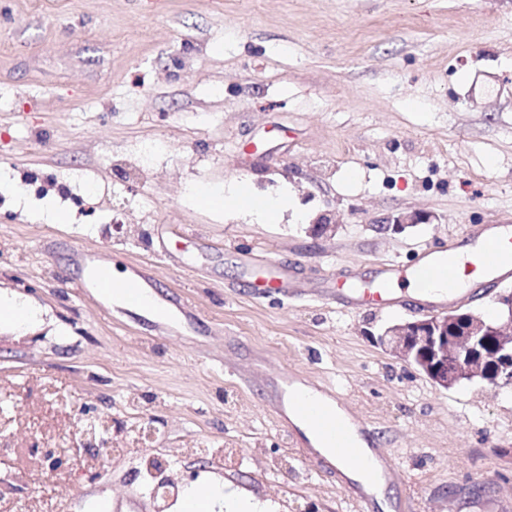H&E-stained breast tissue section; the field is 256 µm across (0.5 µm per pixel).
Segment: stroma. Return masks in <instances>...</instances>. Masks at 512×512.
<instances>
[{
	"instance_id": "obj_1",
	"label": "stroma",
	"mask_w": 512,
	"mask_h": 512,
	"mask_svg": "<svg viewBox=\"0 0 512 512\" xmlns=\"http://www.w3.org/2000/svg\"><path fill=\"white\" fill-rule=\"evenodd\" d=\"M239 188L283 206L199 203ZM401 211L427 220L381 232ZM322 214L336 234L310 238ZM493 224H512V0H0V293L43 319L0 325V512H153L152 456L266 512H357L276 412L283 366L370 429L389 503L505 512L512 388L445 390L385 352L413 307L257 299L241 261L367 281ZM81 249L139 267L166 316L88 287ZM91 429L104 451L73 455Z\"/></svg>"
}]
</instances>
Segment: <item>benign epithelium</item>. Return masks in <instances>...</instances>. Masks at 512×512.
<instances>
[{"label": "benign epithelium", "mask_w": 512, "mask_h": 512, "mask_svg": "<svg viewBox=\"0 0 512 512\" xmlns=\"http://www.w3.org/2000/svg\"><path fill=\"white\" fill-rule=\"evenodd\" d=\"M425 220L418 212L399 213L387 217L382 230L399 233ZM495 304L500 313L495 321L470 311L450 310L389 326L376 342L446 390L474 378L495 388H511L512 291L497 295Z\"/></svg>", "instance_id": "benign-epithelium-1"}]
</instances>
